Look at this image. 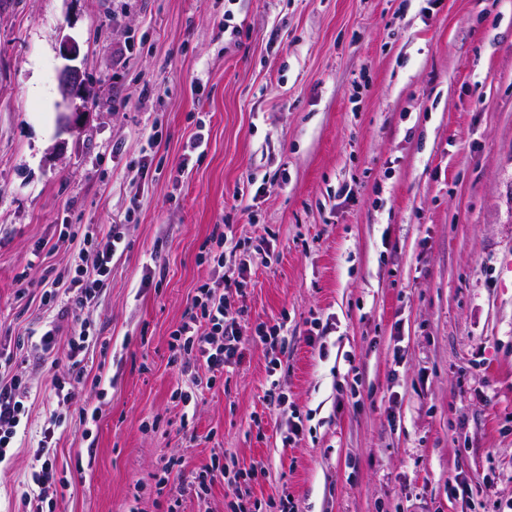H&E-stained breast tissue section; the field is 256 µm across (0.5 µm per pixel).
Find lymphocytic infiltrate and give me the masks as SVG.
Returning <instances> with one entry per match:
<instances>
[{"label": "lymphocytic infiltrate", "instance_id": "obj_1", "mask_svg": "<svg viewBox=\"0 0 512 512\" xmlns=\"http://www.w3.org/2000/svg\"><path fill=\"white\" fill-rule=\"evenodd\" d=\"M123 239L119 228L102 238H95L92 232H84L83 242L94 253L96 277H89L83 260H75L74 275L70 282L53 279L48 269L33 265L32 271L45 290L41 296L43 305L56 307L67 317V324L49 320L42 324L40 334L33 347L48 357L49 372L54 395L59 404H71L76 389L85 387L92 372L86 361V354L95 339L85 316L101 290V280L112 273V257L117 244ZM250 271L249 259H240L233 268L223 275V290L201 289L192 300L193 311L171 336L170 350L173 362L182 369L204 367L211 377L223 376L225 368L240 363L246 338H253L266 348L276 349L284 339V326L280 323H259L251 326L245 321H230L226 318V300L243 292V286ZM14 355L0 350V463L9 460L10 451L25 415L29 387L27 380L14 367ZM62 424L57 412H50L41 428V439L33 454L35 471L32 483L20 496L22 506L33 502H44L48 497L62 496L69 481L57 477L50 457L51 445L56 428ZM176 460H169L166 472L174 473V488L178 496L190 495L203 498L217 480L224 478V466L219 459H212L210 465L191 475L176 472Z\"/></svg>", "mask_w": 512, "mask_h": 512}]
</instances>
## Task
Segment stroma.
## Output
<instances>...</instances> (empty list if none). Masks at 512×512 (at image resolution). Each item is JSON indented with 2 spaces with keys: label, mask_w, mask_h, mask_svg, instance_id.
Returning a JSON list of instances; mask_svg holds the SVG:
<instances>
[{
  "label": "stroma",
  "mask_w": 512,
  "mask_h": 512,
  "mask_svg": "<svg viewBox=\"0 0 512 512\" xmlns=\"http://www.w3.org/2000/svg\"><path fill=\"white\" fill-rule=\"evenodd\" d=\"M69 67L88 92L74 131L57 121ZM65 224L125 232L88 314L109 349L62 408L27 353L0 512H20L56 407L55 512H167L168 460L191 473L217 452L229 476L265 463L250 491L268 512L512 503V0H0L1 347L46 320L43 285L18 278L67 273ZM218 224L266 243L231 306L288 336L246 342L209 389L169 343L234 265Z\"/></svg>",
  "instance_id": "obj_1"
}]
</instances>
